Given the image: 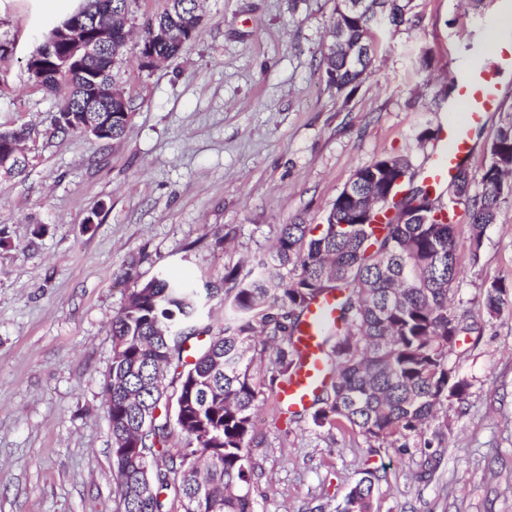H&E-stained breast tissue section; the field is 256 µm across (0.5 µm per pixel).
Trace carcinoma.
<instances>
[{"instance_id": "1", "label": "carcinoma", "mask_w": 512, "mask_h": 512, "mask_svg": "<svg viewBox=\"0 0 512 512\" xmlns=\"http://www.w3.org/2000/svg\"><path fill=\"white\" fill-rule=\"evenodd\" d=\"M128 0H101L96 13L112 24L107 67H66L67 43L44 44L35 84L67 93L53 116L62 135L82 134L108 144L124 137L131 100L118 103L123 115L101 134L81 127L65 113H77L87 94V75L112 79V66L130 31ZM409 0H368L343 15L336 0L331 41L321 52L327 83L342 93L354 90L374 63L372 28L405 22ZM166 25L167 40L155 42L146 31L142 44L157 59L178 57L204 26L198 0H170L155 16ZM25 130L0 131V156L18 162L0 166V175L25 176L21 153ZM389 170L392 179L409 175V162L383 157L356 170L355 191L369 189L370 178ZM512 175V120L499 127L482 176V191L471 192L472 176L461 166L451 186L464 207L470 247L478 255L487 225L497 220L503 190ZM421 199L410 224H400L374 208L373 224L350 231L359 216L352 202L337 196L326 223L284 224L269 257L248 264L246 272H224V327L212 332L201 313L212 289L200 290L159 274L133 290L112 319V364L104 382L106 416L112 420V463L116 512H257L251 494L256 443L254 414L265 403L264 388L290 380L302 366L296 347L310 306L336 297V326L322 336L330 377L313 399L317 427H350L366 443L420 455L417 479L428 481L437 469L448 423L440 410L460 400L468 382L450 363L460 338L474 328L451 307L458 278L456 222L430 187L414 186L409 201ZM506 287L486 289L489 314L499 311ZM208 340L186 352L192 338ZM173 393H168V389ZM435 426L432 438L426 437ZM184 438L172 452L174 435ZM376 473L367 470L336 512H373Z\"/></svg>"}]
</instances>
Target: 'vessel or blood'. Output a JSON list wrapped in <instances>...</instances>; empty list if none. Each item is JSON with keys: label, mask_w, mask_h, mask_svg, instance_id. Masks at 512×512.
<instances>
[{"label": "vessel or blood", "mask_w": 512, "mask_h": 512, "mask_svg": "<svg viewBox=\"0 0 512 512\" xmlns=\"http://www.w3.org/2000/svg\"><path fill=\"white\" fill-rule=\"evenodd\" d=\"M490 43L501 64L512 66V32L494 29ZM456 98L450 106L457 115L440 132L426 178L437 184L445 180L472 150L471 130L478 126L485 112L497 106L500 92L492 77L486 73L483 62L472 61L460 65L452 75ZM336 324V299L329 296L311 306L301 328L298 346L303 365L297 375L282 384L275 402L277 406L306 407L325 378L321 354L323 333Z\"/></svg>", "instance_id": "b4317fda"}]
</instances>
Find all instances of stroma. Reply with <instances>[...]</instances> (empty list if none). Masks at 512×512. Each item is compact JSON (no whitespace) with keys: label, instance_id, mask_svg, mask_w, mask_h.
<instances>
[{"label":"stroma","instance_id":"stroma-1","mask_svg":"<svg viewBox=\"0 0 512 512\" xmlns=\"http://www.w3.org/2000/svg\"><path fill=\"white\" fill-rule=\"evenodd\" d=\"M167 0H130L131 37L113 67L132 102L125 137L108 145L56 134L59 94L26 62L44 26L30 0H0V130L25 129L22 179L0 177V512H114L104 379L112 318L158 273L198 287L267 252L281 225L321 223L354 171L410 160L415 184L450 118L448 76L482 54L496 0H412L406 22L377 28L372 72L348 96L329 87L321 51L336 0H204L205 26L182 54L143 68L145 26ZM503 96L471 138L480 177ZM459 224L458 313L477 329L460 342L469 383L447 406L448 444L431 482L417 457L368 447L310 415H281L274 391L256 421L258 512H335L364 470L378 512H512V193L478 254ZM504 284L488 315L483 292Z\"/></svg>","mask_w":512,"mask_h":512}]
</instances>
